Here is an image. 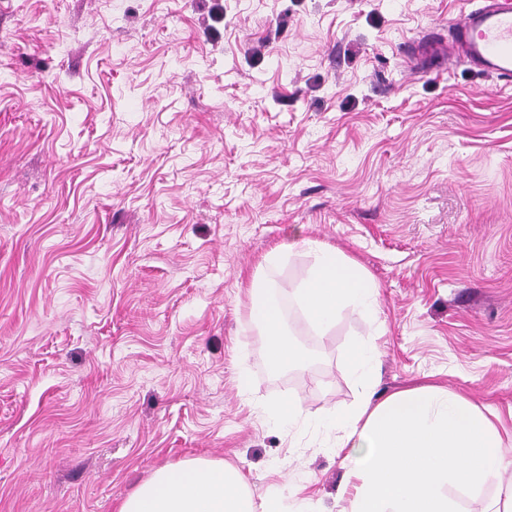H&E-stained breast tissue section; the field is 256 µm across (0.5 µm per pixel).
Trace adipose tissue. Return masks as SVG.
Returning <instances> with one entry per match:
<instances>
[{
	"instance_id": "1",
	"label": "adipose tissue",
	"mask_w": 512,
	"mask_h": 512,
	"mask_svg": "<svg viewBox=\"0 0 512 512\" xmlns=\"http://www.w3.org/2000/svg\"><path fill=\"white\" fill-rule=\"evenodd\" d=\"M314 264L298 290L309 323L327 330L348 307L375 312L376 283L336 250L306 241ZM248 314L264 339L266 359L280 371L308 356L292 343L268 288L252 281ZM364 396L325 420L345 451L351 512H454L452 486L479 489L499 479L502 438L495 421L462 394L415 387L371 402L379 364L375 348L350 351ZM119 512H288V494L254 499L243 474L221 461L195 459L158 469L125 497Z\"/></svg>"
}]
</instances>
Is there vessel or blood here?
Wrapping results in <instances>:
<instances>
[{
	"label": "vessel or blood",
	"mask_w": 512,
	"mask_h": 512,
	"mask_svg": "<svg viewBox=\"0 0 512 512\" xmlns=\"http://www.w3.org/2000/svg\"><path fill=\"white\" fill-rule=\"evenodd\" d=\"M419 55L461 58L512 82V0H485L454 21L450 35L430 33L416 44Z\"/></svg>",
	"instance_id": "vessel-or-blood-1"
}]
</instances>
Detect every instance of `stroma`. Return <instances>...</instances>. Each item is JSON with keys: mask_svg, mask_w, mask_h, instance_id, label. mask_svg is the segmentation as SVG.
<instances>
[{"mask_svg": "<svg viewBox=\"0 0 512 512\" xmlns=\"http://www.w3.org/2000/svg\"><path fill=\"white\" fill-rule=\"evenodd\" d=\"M462 0H0V512H118L155 470L224 461L254 498L349 512L324 417L413 386L500 419L512 485V86L407 42ZM309 238L355 260L343 310L270 370L260 279L295 318ZM279 252L277 263L267 260ZM251 386L240 393L237 377ZM300 400L290 425L266 404Z\"/></svg>", "mask_w": 512, "mask_h": 512, "instance_id": "35a3bbf8", "label": "stroma"}]
</instances>
